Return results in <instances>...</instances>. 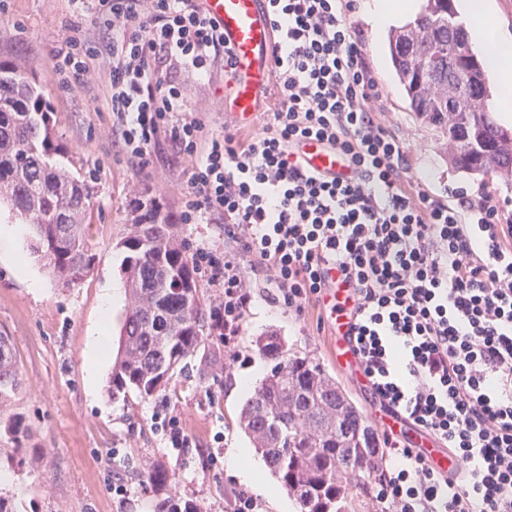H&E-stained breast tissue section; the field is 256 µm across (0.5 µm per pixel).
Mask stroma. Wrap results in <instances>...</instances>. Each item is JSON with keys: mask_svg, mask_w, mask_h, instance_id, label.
Returning <instances> with one entry per match:
<instances>
[{"mask_svg": "<svg viewBox=\"0 0 512 512\" xmlns=\"http://www.w3.org/2000/svg\"><path fill=\"white\" fill-rule=\"evenodd\" d=\"M347 21L364 45V61L380 93L381 110L374 118L408 145L406 176L412 185L451 204L461 194H491L504 220L512 221V177L481 179L453 170L445 138L410 112L400 92L388 62L386 34L372 30L361 10L349 13ZM77 23L70 0H8L0 12V59L33 72L51 104L55 132L91 189L87 239L95 256L90 274L65 288L32 254L30 231L22 232L14 253L0 252V334L9 337L23 379L20 390L0 398V475L10 477L9 483H0V497L15 512H155L162 494L148 475L162 465L169 471L167 493L193 500L205 512H230L244 485L227 451L250 445L239 416L252 390L240 382L247 377L260 381L269 370L258 341L272 333L319 362L362 409L375 433L384 434L390 423L385 409L357 367L336 358L328 307L300 312L268 301L272 286L265 272L217 215L196 224L179 221L176 240L190 255L216 248L218 256L234 261L254 294L234 342L215 341L219 364L205 368L192 360L188 374L174 377L161 396L146 400L112 399L108 381L114 355H107L96 374L88 373L86 349L100 318L101 289L125 280L121 239L149 199L179 220L196 159L176 155L163 142L142 165L115 145L104 98L108 70L101 61H91L86 81L61 88L52 62ZM224 84L219 70L207 81L183 79L184 98L204 120L206 132L233 124L224 110ZM19 255L29 277L16 272ZM14 417L22 419L26 436L17 438L8 430ZM173 421L188 435V447H170L166 430Z\"/></svg>", "mask_w": 512, "mask_h": 512, "instance_id": "obj_1", "label": "stroma"}]
</instances>
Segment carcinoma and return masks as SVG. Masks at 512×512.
I'll list each match as a JSON object with an SVG mask.
<instances>
[{
	"label": "carcinoma",
	"instance_id": "1",
	"mask_svg": "<svg viewBox=\"0 0 512 512\" xmlns=\"http://www.w3.org/2000/svg\"><path fill=\"white\" fill-rule=\"evenodd\" d=\"M456 48L472 63L476 90L466 103L473 134L499 145L490 164H478L463 151L448 153L460 172L512 175V128L498 124L489 110L496 98L490 70L473 51L454 0H421L418 12L388 33V54L410 111L429 125L448 129V98L459 80L448 51ZM59 142L50 107L39 86L19 65L0 60V206L14 213V223L32 229L31 251L62 287L71 288L89 274L93 255L87 244L86 217L90 188L71 170ZM172 216L149 211L131 225L121 245L127 251L123 272L132 305L123 320L112 369L113 399L131 393L143 399L166 389L193 358L212 354L216 309L204 305L196 283V267L174 243ZM169 287H162L164 280ZM272 366L244 404L239 425L254 452L262 457L279 486L299 512H360L372 469L362 468L360 454L349 459L347 447L331 436L310 437L297 424L303 414L320 428L327 408L347 404L342 428L356 438L366 421L337 387L325 393L317 379L326 370L306 355L285 348L274 336L260 347ZM22 385L13 347L0 336V397ZM157 512H198L190 499L167 496Z\"/></svg>",
	"mask_w": 512,
	"mask_h": 512
}]
</instances>
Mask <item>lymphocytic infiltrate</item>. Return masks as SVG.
<instances>
[{
    "mask_svg": "<svg viewBox=\"0 0 512 512\" xmlns=\"http://www.w3.org/2000/svg\"><path fill=\"white\" fill-rule=\"evenodd\" d=\"M112 59V133L143 160L158 140L199 155L181 221L223 216L271 271L276 302L319 301L330 273L350 290L353 339L385 408L401 412L459 463L444 474L396 437L403 461L377 497L389 512H512V224L491 196L451 205L406 186L407 147L373 119L379 94L347 22L355 0H266L277 32L276 107L261 134H204L182 80L232 77L224 32L198 0H73ZM54 69L83 80L99 48L72 35ZM314 139L348 159V180L305 171L294 150ZM224 285V336L253 301L231 261L194 255Z\"/></svg>",
    "mask_w": 512,
    "mask_h": 512,
    "instance_id": "f902f5d3",
    "label": "lymphocytic infiltrate"
}]
</instances>
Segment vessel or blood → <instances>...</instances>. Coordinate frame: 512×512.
<instances>
[{
  "label": "vessel or blood",
  "instance_id": "1",
  "mask_svg": "<svg viewBox=\"0 0 512 512\" xmlns=\"http://www.w3.org/2000/svg\"><path fill=\"white\" fill-rule=\"evenodd\" d=\"M210 19L224 31L234 60V77L225 86L231 115L247 121L256 100L272 83L275 29L264 0H203ZM305 166L329 179L349 175L346 158L335 148L307 139L298 146Z\"/></svg>",
  "mask_w": 512,
  "mask_h": 512
}]
</instances>
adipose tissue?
<instances>
[{
  "label": "adipose tissue",
  "instance_id": "obj_1",
  "mask_svg": "<svg viewBox=\"0 0 512 512\" xmlns=\"http://www.w3.org/2000/svg\"><path fill=\"white\" fill-rule=\"evenodd\" d=\"M462 11L477 50L498 76L494 107L504 120L512 121V36L500 30L487 0H464Z\"/></svg>",
  "mask_w": 512,
  "mask_h": 512
}]
</instances>
